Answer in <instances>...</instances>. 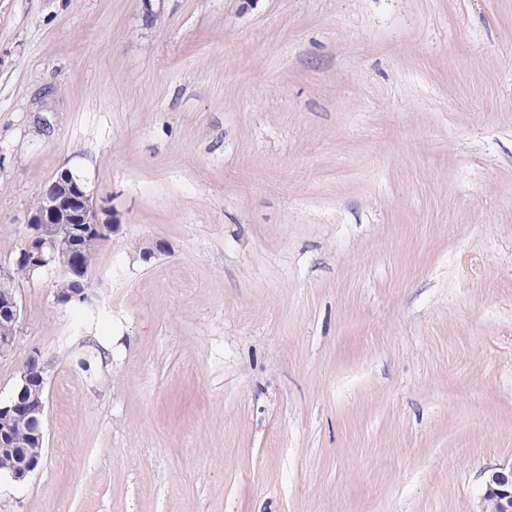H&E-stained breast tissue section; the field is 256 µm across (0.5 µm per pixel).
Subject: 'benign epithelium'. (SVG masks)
Returning <instances> with one entry per match:
<instances>
[{
	"mask_svg": "<svg viewBox=\"0 0 512 512\" xmlns=\"http://www.w3.org/2000/svg\"><path fill=\"white\" fill-rule=\"evenodd\" d=\"M110 223L112 216L106 206L97 202L85 186L73 180L68 182L59 178L40 192L39 204L27 210V234L18 255L12 263L0 265V315L7 321V336L0 337V359L12 354L20 333L23 309L14 287L16 269L23 265L31 270L53 268L58 279L70 280L78 275L71 258L72 225ZM36 382H45V366L38 354L27 358L19 377V383L24 387ZM41 410L40 406L23 405L14 396L0 399V457L14 453V449L3 447L4 437L20 425L38 423L33 414ZM41 458L40 448L18 458L9 465L7 477L16 483L25 482ZM482 500L486 505L494 503L493 512H512V469L501 468L488 474Z\"/></svg>",
	"mask_w": 512,
	"mask_h": 512,
	"instance_id": "obj_1",
	"label": "benign epithelium"
}]
</instances>
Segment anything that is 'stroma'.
<instances>
[{"label":"stroma","mask_w":512,"mask_h":512,"mask_svg":"<svg viewBox=\"0 0 512 512\" xmlns=\"http://www.w3.org/2000/svg\"><path fill=\"white\" fill-rule=\"evenodd\" d=\"M65 168L119 229L93 306L16 286L45 447L0 512H480L512 0H0V263ZM36 382H45V366L40 355L31 354L23 364L17 385L22 384L24 388Z\"/></svg>","instance_id":"35a3bbf8"}]
</instances>
